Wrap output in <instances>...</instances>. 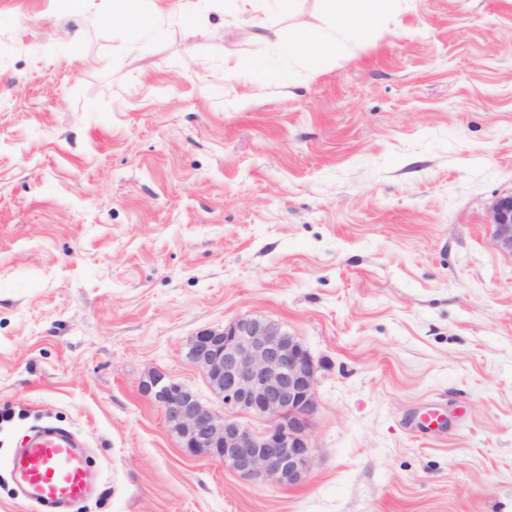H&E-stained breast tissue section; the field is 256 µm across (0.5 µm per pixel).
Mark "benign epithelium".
I'll use <instances>...</instances> for the list:
<instances>
[{"label": "benign epithelium", "mask_w": 512, "mask_h": 512, "mask_svg": "<svg viewBox=\"0 0 512 512\" xmlns=\"http://www.w3.org/2000/svg\"><path fill=\"white\" fill-rule=\"evenodd\" d=\"M496 249L512 257V193L490 207ZM224 413L202 403L188 386L159 370L139 382L140 394L163 412L180 447L225 462L241 477L293 486L315 465L310 439L318 409V365L297 336L279 321L243 315L198 331L189 347ZM242 413L266 420L255 431Z\"/></svg>", "instance_id": "obj_1"}]
</instances>
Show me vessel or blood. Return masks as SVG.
I'll use <instances>...</instances> for the list:
<instances>
[{
    "mask_svg": "<svg viewBox=\"0 0 512 512\" xmlns=\"http://www.w3.org/2000/svg\"><path fill=\"white\" fill-rule=\"evenodd\" d=\"M16 482L37 506L72 512L94 492V469L74 435L47 426L32 434L10 461Z\"/></svg>",
    "mask_w": 512,
    "mask_h": 512,
    "instance_id": "obj_1",
    "label": "vessel or blood"
}]
</instances>
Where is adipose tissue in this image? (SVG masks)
I'll use <instances>...</instances> for the list:
<instances>
[{
	"label": "adipose tissue",
	"mask_w": 512,
	"mask_h": 512,
	"mask_svg": "<svg viewBox=\"0 0 512 512\" xmlns=\"http://www.w3.org/2000/svg\"><path fill=\"white\" fill-rule=\"evenodd\" d=\"M398 0H327L334 18L332 31L302 29L289 48L304 56L312 68L324 66L332 52L341 51L351 43L353 22L357 19L372 21L393 15Z\"/></svg>",
	"instance_id": "adipose-tissue-1"
}]
</instances>
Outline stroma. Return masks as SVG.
<instances>
[{
	"instance_id": "35a3bbf8",
	"label": "stroma",
	"mask_w": 512,
	"mask_h": 512,
	"mask_svg": "<svg viewBox=\"0 0 512 512\" xmlns=\"http://www.w3.org/2000/svg\"><path fill=\"white\" fill-rule=\"evenodd\" d=\"M258 14L0 0V512H34L7 462L47 425L100 475L73 512H512V0H399L317 70L287 45L323 0ZM245 314L319 365L294 487L138 390L220 409L189 344ZM496 249L512 257V192L498 196L490 207V222Z\"/></svg>"
}]
</instances>
